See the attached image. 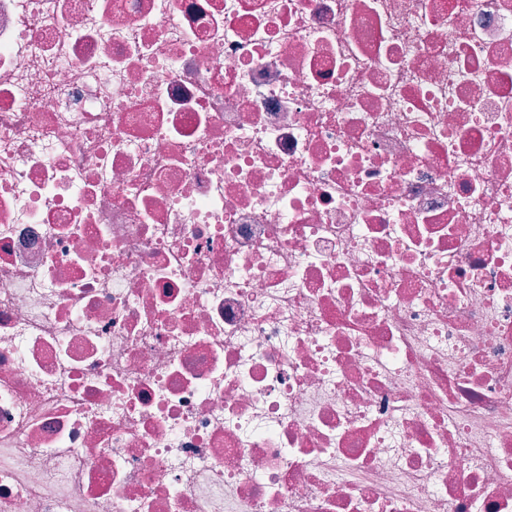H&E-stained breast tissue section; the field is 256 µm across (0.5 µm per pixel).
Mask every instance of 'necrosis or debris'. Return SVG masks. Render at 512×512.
Wrapping results in <instances>:
<instances>
[{
	"label": "necrosis or debris",
	"mask_w": 512,
	"mask_h": 512,
	"mask_svg": "<svg viewBox=\"0 0 512 512\" xmlns=\"http://www.w3.org/2000/svg\"><path fill=\"white\" fill-rule=\"evenodd\" d=\"M0 512H512V0H0Z\"/></svg>",
	"instance_id": "necrosis-or-debris-1"
}]
</instances>
